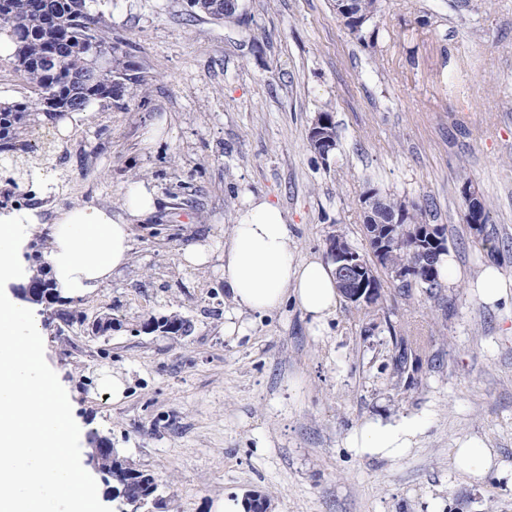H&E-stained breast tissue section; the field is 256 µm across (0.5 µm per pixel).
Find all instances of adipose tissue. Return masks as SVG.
I'll return each mask as SVG.
<instances>
[{
  "label": "adipose tissue",
  "instance_id": "obj_1",
  "mask_svg": "<svg viewBox=\"0 0 512 512\" xmlns=\"http://www.w3.org/2000/svg\"><path fill=\"white\" fill-rule=\"evenodd\" d=\"M156 199L141 182L131 184L120 211L74 207L60 212L48 260L63 295L72 297L98 287L130 258L135 225L154 212ZM224 283L234 307L226 313L224 332L242 333L246 311L275 312L294 304L316 329H324L339 305L332 266L295 254L282 210L252 197L241 209L224 243ZM416 420L371 422L351 438L368 455L398 457L415 443Z\"/></svg>",
  "mask_w": 512,
  "mask_h": 512
}]
</instances>
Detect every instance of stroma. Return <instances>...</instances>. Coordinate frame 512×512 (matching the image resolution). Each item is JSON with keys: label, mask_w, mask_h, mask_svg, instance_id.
<instances>
[{"label": "stroma", "mask_w": 512, "mask_h": 512, "mask_svg": "<svg viewBox=\"0 0 512 512\" xmlns=\"http://www.w3.org/2000/svg\"><path fill=\"white\" fill-rule=\"evenodd\" d=\"M240 2L217 21L188 0H93L138 81L30 139L23 255L48 254L59 210L118 209L132 182L158 206L122 271L34 307L76 416L153 475L138 512H214L250 493L268 512H512V302L489 306L474 288L488 264L512 278V0H381L359 37L334 0ZM322 111L337 133L326 159L308 142ZM462 172L488 204L495 252L473 245ZM370 188L426 207L458 278L434 298L382 278L376 307L340 302L319 334L289 305L243 313L244 333L226 335L220 249L245 201L280 207L299 256L326 261L338 236L370 255ZM205 241L212 259L184 264ZM172 315L190 335L149 329ZM106 316L111 331L92 333ZM400 336L412 349L401 373ZM113 375L118 402L102 385ZM404 417L422 424L406 454L349 448L365 422ZM468 436L497 470L457 469Z\"/></svg>", "instance_id": "stroma-1"}]
</instances>
